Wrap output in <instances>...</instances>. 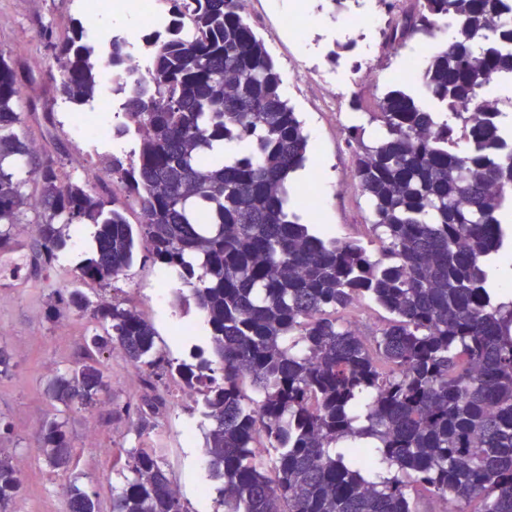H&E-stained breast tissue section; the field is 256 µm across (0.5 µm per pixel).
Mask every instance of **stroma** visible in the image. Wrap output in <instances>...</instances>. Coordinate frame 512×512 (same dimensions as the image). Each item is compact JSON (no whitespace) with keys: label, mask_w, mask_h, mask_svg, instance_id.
<instances>
[{"label":"stroma","mask_w":512,"mask_h":512,"mask_svg":"<svg viewBox=\"0 0 512 512\" xmlns=\"http://www.w3.org/2000/svg\"><path fill=\"white\" fill-rule=\"evenodd\" d=\"M324 2L254 0L248 19L275 60L288 87V103L311 142L304 178L296 182V189L305 190L306 176H319L321 192L315 207L326 212L328 234L360 240L373 250L377 242L369 223V202L350 176L347 128L362 126L366 141H377L383 132L380 122L372 118L377 97L398 87L425 99L420 83L401 79L400 73L409 57L426 60L447 33L416 37L386 55L380 44L392 15L385 5L377 7L376 27L359 31L348 28ZM302 3L312 18L305 38L280 33L279 13L286 6ZM82 15L79 0H0V49L34 76L15 105L22 114L17 133L58 159L65 178L83 176L85 147L71 129L74 106L54 93V80L61 75L54 47L71 36ZM302 65L316 74V81L295 82L294 73ZM370 67L377 70L372 81L365 78ZM356 97L362 103L354 110L350 102ZM35 220V212L26 211L15 230L17 251L0 255V346L12 355L10 371L0 375V452L14 456L23 466V487L14 512H65L63 481L39 459L35 434L55 412L46 395L48 381L81 362L90 322L77 313L49 322V298L78 287L94 300L123 301L153 321L157 314L151 294L162 267L141 256L124 275L106 283L78 282L71 257L61 258L52 269L36 270ZM100 360L110 385L106 398L93 407L67 412L64 418L76 458L74 474L97 493L102 512H111L112 494L123 485L127 449L141 444L161 451L185 512H217L215 500H199L195 492L197 484L207 478L206 470L195 464L196 450L204 445L207 420H199L198 434L190 446L180 435L181 409L165 407L156 426L142 428L133 412L146 393L141 371L117 349L105 351Z\"/></svg>","instance_id":"35a3bbf8"}]
</instances>
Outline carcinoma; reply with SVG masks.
<instances>
[{"label": "carcinoma", "instance_id": "obj_1", "mask_svg": "<svg viewBox=\"0 0 512 512\" xmlns=\"http://www.w3.org/2000/svg\"><path fill=\"white\" fill-rule=\"evenodd\" d=\"M164 2V28L144 39L142 76L125 69L130 45L119 34L78 26L56 46V92L80 108L95 101L98 60L109 58L112 95L123 99L112 138L137 141L112 155L110 190L61 180L46 155L29 171L38 195L22 192L15 170L35 151L15 131L24 83L0 50V250L15 243L24 208L42 216L45 268L67 248L70 225L93 226L81 281L117 278L143 247L180 286L177 304L202 316L209 349L196 374L160 354L154 324L124 302L58 292L47 319L76 311L93 329L82 364L49 382L50 400L96 405L109 387L99 356L116 347L150 377L194 378L224 512H419L423 493L451 512H512V300L489 282L512 247V128L484 95L512 82V50L493 47L512 43V0L391 5L385 48L433 36L450 19L457 36L421 68L428 97L447 111L393 88L375 102L380 140L348 129L376 257L303 223L289 176L305 165L308 136L239 0ZM237 143L248 150L224 155ZM122 199L138 208V224ZM361 299L389 315L377 336L332 317ZM36 442L66 477L69 512H100L97 494L72 476L66 421L53 415ZM128 456L133 478L112 495V512H186L156 449ZM22 482L0 455V512Z\"/></svg>", "mask_w": 512, "mask_h": 512}]
</instances>
